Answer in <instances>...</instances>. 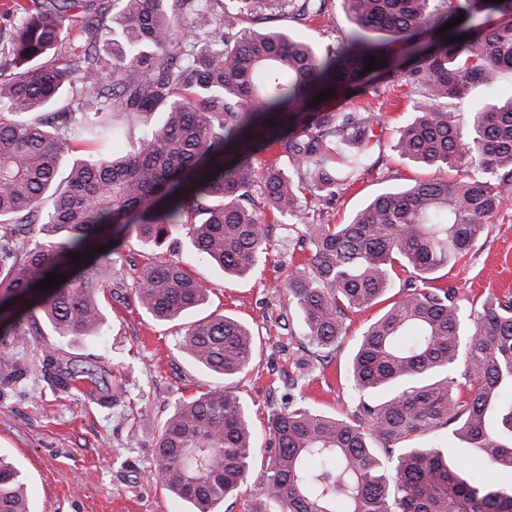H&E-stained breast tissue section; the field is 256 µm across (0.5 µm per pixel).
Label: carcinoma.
<instances>
[{
  "instance_id": "obj_1",
  "label": "carcinoma",
  "mask_w": 512,
  "mask_h": 512,
  "mask_svg": "<svg viewBox=\"0 0 512 512\" xmlns=\"http://www.w3.org/2000/svg\"><path fill=\"white\" fill-rule=\"evenodd\" d=\"M328 2L112 0L120 30L107 68L95 0H13L0 62L11 70L0 77V357L39 334L40 316L61 337L98 334L106 320L99 294L121 271L130 234L150 242L176 229L224 275L254 274L268 250L260 212L269 210L290 218V233L312 253L287 288L299 319L290 339L317 361L336 352L349 313L379 303L398 272L409 277L355 344L345 416L293 397L272 413L249 512H512V487L467 476L463 460H448V440H429L445 428L489 469L512 471V296L468 308L438 284L512 200V97L464 117L448 109L472 86L495 93L499 73L512 71V0H343L352 27L322 54L284 29L245 26L278 16L304 24L324 16ZM71 12L84 15V45L77 60L49 63L69 40ZM201 14L210 25L178 39ZM461 14L448 37L470 39L419 47L426 30ZM370 56L384 66L368 76ZM395 77L422 98L395 148L456 178L389 189L346 223L324 224L306 195L334 197L368 172L375 117L363 106L329 111L312 101L328 88L364 93ZM64 97L65 110L50 111ZM139 125L133 149L114 152ZM79 141L94 150L72 158ZM274 143L288 166L260 174L251 156ZM108 226L111 248L74 264ZM132 271L136 301L155 320H179L207 300L177 253ZM50 273L66 281L37 293ZM183 330L181 349L217 378H238L255 362V333L231 316ZM54 366L63 390L83 384L108 405L126 393L103 363ZM155 439L161 488L192 512H216L239 495L259 453L246 405L220 387L176 402ZM0 512H31L25 478L1 459Z\"/></svg>"
}]
</instances>
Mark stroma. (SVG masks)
I'll return each mask as SVG.
<instances>
[{"instance_id": "1", "label": "stroma", "mask_w": 512, "mask_h": 512, "mask_svg": "<svg viewBox=\"0 0 512 512\" xmlns=\"http://www.w3.org/2000/svg\"><path fill=\"white\" fill-rule=\"evenodd\" d=\"M280 26L321 52L338 43L350 21L343 0H332L325 19L303 25L284 20ZM362 104L378 111L373 169L336 198L315 201V211L329 224L346 222L384 189L440 175L438 169L416 167L395 149L398 129L414 113L413 100L398 83L384 79L370 92L334 96L324 106L336 110ZM269 235L268 260L251 277L227 279L203 262L192 267L210 290L208 302L192 312V319L228 314L258 337L252 370L230 385L248 405L262 440L272 409L288 398L294 363L303 359L282 346L285 325L297 322L288 312L287 298L296 259L280 223L271 224ZM123 278V287L103 301L106 323L98 336L62 338L40 321V335L13 356L23 377L0 386V455L25 476L33 512H189V504L164 494L153 476L151 422L164 419L179 398L208 389L214 380L180 349L179 325L147 316L135 301L131 273ZM444 281L460 296L477 301L512 292V206L489 219L477 246L448 268ZM384 309L380 303L347 317V336L334 357L311 363V374L301 383L307 404L331 414L349 411L353 391L346 377L348 358L357 338ZM49 354L78 367L108 362L128 390L126 402L107 408L82 394L54 390V374L45 363Z\"/></svg>"}]
</instances>
